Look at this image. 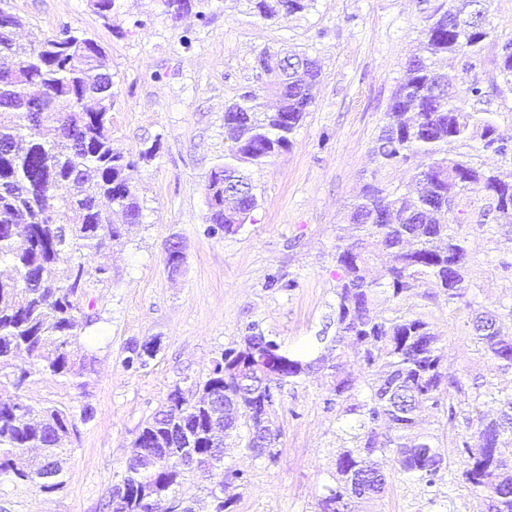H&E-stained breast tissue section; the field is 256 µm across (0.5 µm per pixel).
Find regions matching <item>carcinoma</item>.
Instances as JSON below:
<instances>
[{"mask_svg": "<svg viewBox=\"0 0 512 512\" xmlns=\"http://www.w3.org/2000/svg\"><path fill=\"white\" fill-rule=\"evenodd\" d=\"M160 2L175 19L194 8L200 20L207 17L208 0ZM248 2L265 20L305 8V0ZM470 7V0H448L406 61L405 79L395 89L373 155L382 168L419 159L412 176L416 189L387 193L367 184L352 203L349 220L357 234L336 236L335 334L322 330L308 347L290 349L255 325L246 327L238 347L224 350L206 380L195 384L197 398L185 397L177 387L144 423L106 512H149L137 497L144 489L161 512H193L179 497L193 468L180 465L177 457L205 461L208 477L220 485L226 475L242 478L224 469L212 429L219 426L224 437L245 440L250 451L260 433L268 446L258 456L275 458L280 431L277 402L269 399L268 388H295L325 370L332 383L324 410L351 417L352 446L336 455L334 484L324 486L314 512H359L376 500L387 483L379 459L388 455L408 479L430 486L453 462L457 480L483 497L486 512H512V459L501 452L512 443V393L481 392L450 369L441 339L423 315L390 318L376 312L380 303L399 302L424 281L448 303L471 307L468 239L459 232L461 225L448 222L451 188L479 185L490 208L512 217V173L480 169L448 154V145L468 140L479 128L484 150L512 155V133L460 105L459 93L448 89L447 75L437 66L442 57L478 61L481 44L492 36L489 26L468 37L449 30L466 22ZM259 59L280 104L266 111L258 96L247 92L242 102L225 109L230 147L205 183L213 231H236L235 214L257 206L255 195L248 202L224 197V180L249 183L245 169L288 148L313 103L311 90L319 77L315 60L295 56L293 66L285 68L276 55L263 53ZM1 60L12 72L0 77V144L10 145L9 153L0 151V264L10 266L13 276L0 280V371L17 395L0 399V482L33 483L54 492L63 485L62 458L75 429L73 416L33 405L19 391L37 372L75 384L90 365L80 339L95 319L82 311L80 299L87 288L111 280L112 271L106 263L89 267L75 255L87 249L104 256L141 222L129 171L152 159L155 148L135 159L112 147V75L95 40L71 28L26 43L0 37ZM499 68L512 78V39L501 46ZM103 199L121 211L124 223H112V212L100 206ZM377 260L384 267L382 282L368 276ZM62 264L67 274L59 280L56 270ZM472 326L494 367L512 370V306L505 313L497 307L481 312ZM150 345L128 343L125 367L143 369L142 351ZM347 345L368 369L361 380L342 351ZM20 350L32 360L27 367L13 363ZM425 410L458 430L449 445L422 428ZM176 436L189 447H172ZM30 448L40 449V457L23 459Z\"/></svg>", "mask_w": 512, "mask_h": 512, "instance_id": "obj_1", "label": "carcinoma"}]
</instances>
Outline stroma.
I'll list each match as a JSON object with an SVG mask.
<instances>
[{
	"label": "stroma",
	"instance_id": "1",
	"mask_svg": "<svg viewBox=\"0 0 512 512\" xmlns=\"http://www.w3.org/2000/svg\"><path fill=\"white\" fill-rule=\"evenodd\" d=\"M443 0H306L302 12L272 20L254 16L247 0H211L206 20L195 13L172 19L160 0H116L104 26L91 0H12L20 19L15 34L50 33L63 26L94 39L112 75V145L129 155L155 148L132 173L143 207L141 223L112 250V280L82 299L96 321L81 338L93 357L81 385L33 374L25 398L62 406L78 416L69 444L62 489L0 484V512H103L120 483L142 424L174 387L205 380L224 349L237 346L246 327L293 346L309 342L336 303V235L349 222L361 186L377 180L406 192L409 166L379 168L372 147L404 76L405 62ZM495 33L475 68L456 62L448 76L456 89L479 82L485 95L471 112L489 114L512 130V81L499 73L500 45L512 38V0H490ZM293 51L315 59L321 77L314 103L291 146L251 168L257 206L235 233L210 235L205 180L227 152L224 111L248 91L267 109L278 100L256 66L261 52ZM452 223L468 233V271L474 305H512V224L489 209L480 187L458 193ZM179 237L186 259L170 275L164 248ZM296 280V288L269 287L270 277ZM398 314L420 313L441 336L448 364L477 384L512 392V370L499 372L466 325L464 311L445 297L417 294L397 304ZM156 341L143 370L124 368L128 342ZM328 377L310 376L285 388L278 405L281 429L276 461L241 445L225 448V467L243 471L224 489L231 512H313L335 471L336 453L349 445V428L325 411ZM481 497L460 484L437 487L393 475L373 512H483Z\"/></svg>",
	"mask_w": 512,
	"mask_h": 512
}]
</instances>
